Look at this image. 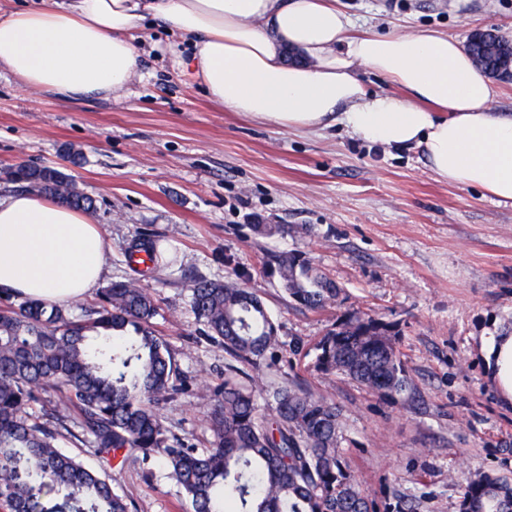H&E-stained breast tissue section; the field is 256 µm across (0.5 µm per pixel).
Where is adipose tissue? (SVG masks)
<instances>
[{"label":"adipose tissue","mask_w":512,"mask_h":512,"mask_svg":"<svg viewBox=\"0 0 512 512\" xmlns=\"http://www.w3.org/2000/svg\"><path fill=\"white\" fill-rule=\"evenodd\" d=\"M154 19L190 37L211 101L259 123L316 133L339 123L385 147L422 148L443 181L512 201V117L461 42L437 30L363 32L338 0H42L0 10V69L62 96L126 87L138 71L135 30ZM299 51L302 63L285 60ZM366 68L402 96L368 92ZM108 244L90 212L33 193L0 201V288L52 305L82 301L102 279ZM487 364L512 402V334Z\"/></svg>","instance_id":"ef3b65f1"}]
</instances>
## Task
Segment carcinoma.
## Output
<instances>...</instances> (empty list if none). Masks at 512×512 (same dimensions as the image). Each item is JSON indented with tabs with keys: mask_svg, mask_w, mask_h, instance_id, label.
<instances>
[{
	"mask_svg": "<svg viewBox=\"0 0 512 512\" xmlns=\"http://www.w3.org/2000/svg\"><path fill=\"white\" fill-rule=\"evenodd\" d=\"M470 56L493 62L512 43L486 29L467 40ZM75 208L91 197L53 166L19 163L4 170ZM163 265L156 239L141 235L127 254ZM274 272L293 301L310 310L342 302L343 288L300 254H281ZM189 306L204 337L241 364L279 360L278 328L262 300L241 280L197 278ZM0 289V504L9 512H129L112 474L84 465L59 438L89 441L97 454L125 466L157 463L183 489L193 512H376L340 453L342 410L299 384L241 383L229 364L212 390L199 449L173 433L155 406L186 390L165 339L151 290L135 280L110 283L82 321L66 309ZM396 325L346 312L317 344L314 368L382 396L407 393L410 379L397 348ZM74 410L72 420L63 414ZM460 512H512V482L494 473L466 479Z\"/></svg>",
	"mask_w": 512,
	"mask_h": 512,
	"instance_id": "cac0c4a2",
	"label": "carcinoma"
}]
</instances>
